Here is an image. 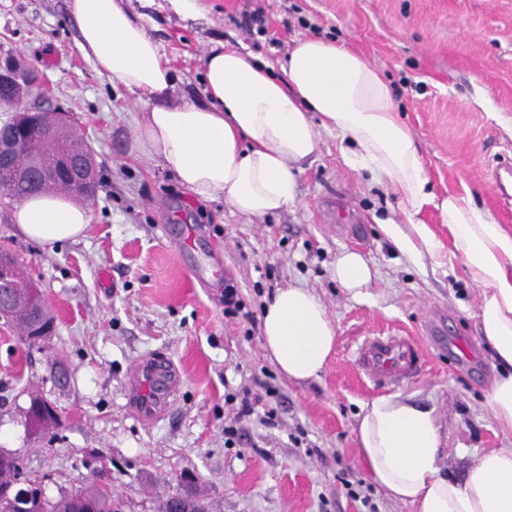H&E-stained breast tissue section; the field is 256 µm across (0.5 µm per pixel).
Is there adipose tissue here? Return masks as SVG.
I'll return each instance as SVG.
<instances>
[{"label": "adipose tissue", "mask_w": 512, "mask_h": 512, "mask_svg": "<svg viewBox=\"0 0 512 512\" xmlns=\"http://www.w3.org/2000/svg\"><path fill=\"white\" fill-rule=\"evenodd\" d=\"M129 0H69L76 47L113 83L147 97L141 143L161 167L202 200L223 198L237 213L262 217L295 204L297 165L317 149L315 124L334 130L344 161L384 181L406 223L384 225L395 248L419 266L447 267L461 256L482 290L479 327L501 370L490 411L512 433V230L497 224L471 195L435 202L424 161L402 123L382 72L344 45L321 37L296 39L280 67L222 43L204 57L199 102L173 100L174 71ZM438 204L452 238L445 249L418 215ZM17 232L43 247L81 238L87 207L48 193L14 208ZM336 282L361 295L375 276L359 252L343 251ZM263 347L288 379L323 370L336 345V326L308 289L277 290L262 315ZM372 481L413 512H512V448L483 450L464 480L442 475V438L432 411L396 396L363 404L355 427Z\"/></svg>", "instance_id": "obj_1"}]
</instances>
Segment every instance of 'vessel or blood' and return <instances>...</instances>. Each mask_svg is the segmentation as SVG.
Listing matches in <instances>:
<instances>
[{
    "instance_id": "1",
    "label": "vessel or blood",
    "mask_w": 512,
    "mask_h": 512,
    "mask_svg": "<svg viewBox=\"0 0 512 512\" xmlns=\"http://www.w3.org/2000/svg\"><path fill=\"white\" fill-rule=\"evenodd\" d=\"M423 363L420 342L400 332L364 337L356 358L360 376L378 389L397 388L412 381ZM181 382L182 372L172 360H139L128 379L127 401L142 422H154L166 413Z\"/></svg>"
}]
</instances>
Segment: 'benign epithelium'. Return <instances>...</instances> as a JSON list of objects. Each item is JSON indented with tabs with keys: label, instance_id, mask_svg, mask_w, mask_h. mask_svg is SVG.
Returning a JSON list of instances; mask_svg holds the SVG:
<instances>
[{
	"label": "benign epithelium",
	"instance_id": "obj_1",
	"mask_svg": "<svg viewBox=\"0 0 512 512\" xmlns=\"http://www.w3.org/2000/svg\"><path fill=\"white\" fill-rule=\"evenodd\" d=\"M11 74L0 76V101L10 104L13 115L10 123L0 127V191L17 184L41 188L55 178L78 180L77 190L90 192L95 174L92 161L83 156L74 158L67 145L52 137L53 131L69 123L61 111L46 112L29 103L28 90L39 89L43 79L38 72L19 69L10 63ZM22 305L38 312L46 306L43 290L28 276H19L15 258L0 250V320L14 307ZM41 482L31 479L23 468L18 470L15 497L26 500Z\"/></svg>",
	"mask_w": 512,
	"mask_h": 512
}]
</instances>
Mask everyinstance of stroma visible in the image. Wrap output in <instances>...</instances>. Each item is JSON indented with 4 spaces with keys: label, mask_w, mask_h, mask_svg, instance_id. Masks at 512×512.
I'll return each mask as SVG.
<instances>
[{
    "label": "stroma",
    "mask_w": 512,
    "mask_h": 512,
    "mask_svg": "<svg viewBox=\"0 0 512 512\" xmlns=\"http://www.w3.org/2000/svg\"><path fill=\"white\" fill-rule=\"evenodd\" d=\"M132 6L175 71L178 99L200 98L204 55L220 41L273 64L299 37L348 44L392 83L436 200L471 193L512 229V196L498 189L512 168L502 124L512 119V0H200L194 17L168 0ZM76 39L68 0H0V61L45 76L47 108L72 113L98 180L85 238L52 249L17 234L14 202L0 201V248L46 290L55 317L38 349L0 324V448L44 476L48 499L93 480L111 485L114 512H159L188 475L207 512H411L371 481L355 441L361 407L377 396L355 367L372 332L424 345L422 375L395 393L433 411L442 474L463 479L482 450L512 448L488 406L499 370L479 329L480 288L462 260L424 276L396 251L381 230L405 221L391 188L345 164L335 131L316 126L296 206L241 216L223 199H197L143 152L139 94L113 86ZM346 249L376 270L358 297L332 276ZM288 286L310 290L336 325L334 355L304 382L288 380L262 343L263 308ZM436 324L473 345L472 359L439 349ZM157 355L184 379L166 415L147 424L129 410L125 384L134 363ZM35 391L63 421L39 440L25 427ZM247 391L263 401L226 444L224 421Z\"/></svg>",
    "instance_id": "35a3bbf8"
}]
</instances>
